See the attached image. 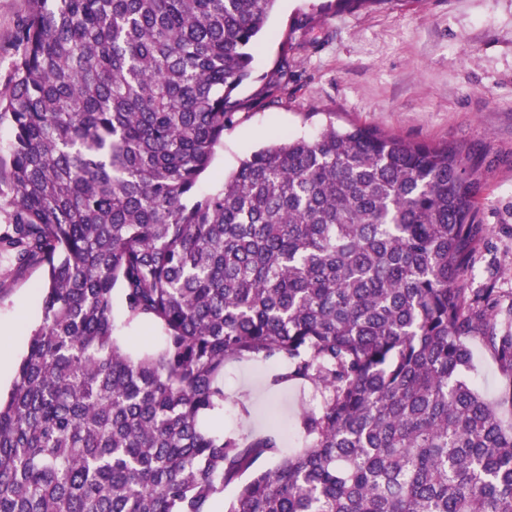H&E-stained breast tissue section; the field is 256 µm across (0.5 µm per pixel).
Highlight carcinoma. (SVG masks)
<instances>
[{
	"label": "carcinoma",
	"instance_id": "1",
	"mask_svg": "<svg viewBox=\"0 0 512 512\" xmlns=\"http://www.w3.org/2000/svg\"><path fill=\"white\" fill-rule=\"evenodd\" d=\"M275 0H29L0 120L12 231L44 267L42 322L0 400V512H512V305L467 287L487 228L458 146L329 123L197 193L224 129L288 91L293 43L252 95ZM158 329L156 354L119 346ZM478 341L502 377L467 373ZM316 408L216 437L224 367ZM112 310L117 324L115 336L118 343L133 355L159 347V332L148 322L125 324L124 304L121 290L116 287L112 295Z\"/></svg>",
	"mask_w": 512,
	"mask_h": 512
}]
</instances>
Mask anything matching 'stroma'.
<instances>
[{
    "instance_id": "stroma-1",
    "label": "stroma",
    "mask_w": 512,
    "mask_h": 512,
    "mask_svg": "<svg viewBox=\"0 0 512 512\" xmlns=\"http://www.w3.org/2000/svg\"><path fill=\"white\" fill-rule=\"evenodd\" d=\"M328 0H277L253 62L258 77L279 57L289 27L315 17L319 42L293 51V75L279 103L241 115L224 131L198 190L220 189L224 177L260 147L284 135L310 137L328 122L372 127L409 142L455 143L482 164L478 216L488 228L468 285L495 286L512 301V0H389L353 12H334ZM28 0H0V96L9 92L14 33ZM43 268L0 260V348L11 352V371L0 375L8 392L28 336L42 320ZM118 343L131 354L158 349L150 323L126 324L121 291L112 295ZM277 364L233 362L224 368L229 402L215 432L249 434L271 414L295 422L301 408L316 406L311 390L291 387L270 395ZM247 396L250 418L234 400Z\"/></svg>"
}]
</instances>
